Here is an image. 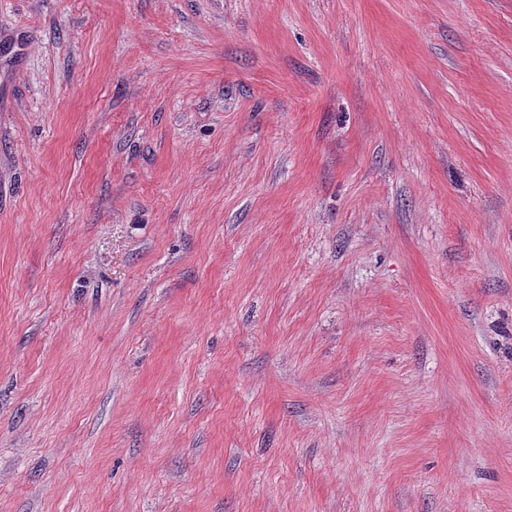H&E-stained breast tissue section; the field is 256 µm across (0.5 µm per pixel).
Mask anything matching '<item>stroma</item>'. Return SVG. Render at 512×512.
I'll return each instance as SVG.
<instances>
[{
	"label": "stroma",
	"mask_w": 512,
	"mask_h": 512,
	"mask_svg": "<svg viewBox=\"0 0 512 512\" xmlns=\"http://www.w3.org/2000/svg\"><path fill=\"white\" fill-rule=\"evenodd\" d=\"M0 512H512V0H0Z\"/></svg>",
	"instance_id": "stroma-1"
}]
</instances>
